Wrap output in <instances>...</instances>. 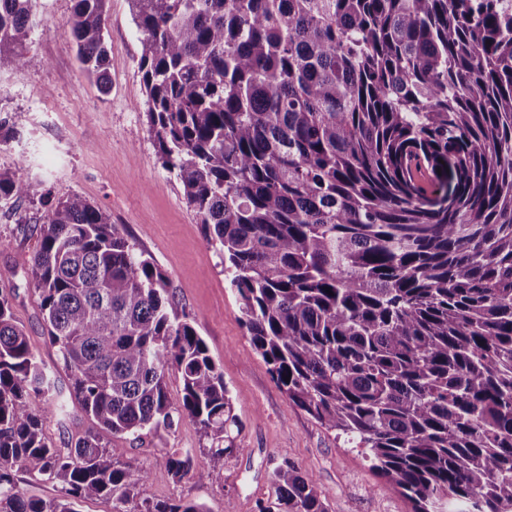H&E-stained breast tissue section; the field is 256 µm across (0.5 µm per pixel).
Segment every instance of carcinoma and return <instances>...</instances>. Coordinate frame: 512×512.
<instances>
[{"label":"carcinoma","instance_id":"carcinoma-1","mask_svg":"<svg viewBox=\"0 0 512 512\" xmlns=\"http://www.w3.org/2000/svg\"><path fill=\"white\" fill-rule=\"evenodd\" d=\"M34 2L0 0V62L23 63ZM106 2L74 0L71 20L102 92ZM131 2L156 154L273 381L412 512H512V0ZM27 193L0 173V203ZM16 263L69 383L0 291V512H206L143 496L147 470L109 451L188 419L207 445L165 449L174 480L240 454L224 374L165 273L78 195ZM68 397L90 426L61 449L43 425ZM272 484L258 512H328L290 460Z\"/></svg>","mask_w":512,"mask_h":512}]
</instances>
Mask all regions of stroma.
Listing matches in <instances>:
<instances>
[{"label":"stroma","instance_id":"35a3bbf8","mask_svg":"<svg viewBox=\"0 0 512 512\" xmlns=\"http://www.w3.org/2000/svg\"><path fill=\"white\" fill-rule=\"evenodd\" d=\"M72 7V0H37L23 64L0 63V118L14 128L13 137L0 142V173L24 169L31 185L27 198L0 208V287L10 289L14 315L37 358L55 367L58 383L67 384L44 333L38 295L15 259L36 249L50 207L77 193L154 259L176 301L196 315V328L242 422L237 457L179 482L166 467L164 451L201 448L193 422L141 444L113 439V457L149 470L145 496L199 502L207 512H256L258 502L272 498L270 472L285 457L313 477L329 512H411L408 500L371 469L360 449L345 447L335 432L289 401L255 352L219 252L207 243L180 183L156 155L138 68L142 35L131 0L106 4L111 84L105 93L81 69Z\"/></svg>","mask_w":512,"mask_h":512}]
</instances>
